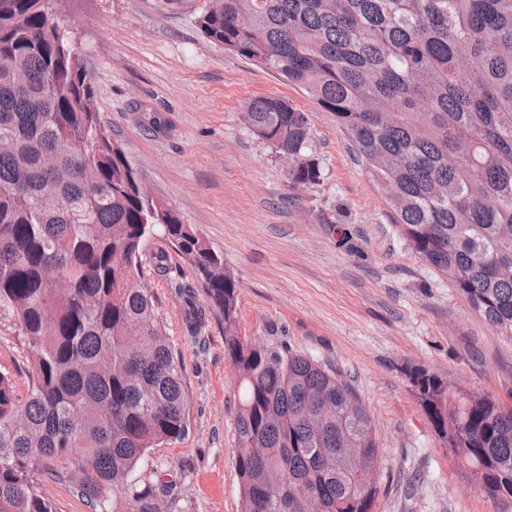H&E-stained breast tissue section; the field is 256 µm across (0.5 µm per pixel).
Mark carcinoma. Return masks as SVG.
<instances>
[{
    "instance_id": "cac0c4a2",
    "label": "carcinoma",
    "mask_w": 512,
    "mask_h": 512,
    "mask_svg": "<svg viewBox=\"0 0 512 512\" xmlns=\"http://www.w3.org/2000/svg\"><path fill=\"white\" fill-rule=\"evenodd\" d=\"M54 0H0V325L29 353L28 396L0 371V512H53L36 463L82 449L93 512H159L130 475L183 439V365L142 284L145 241L168 240L196 272L175 284L186 329L224 321L237 374L241 512H373L381 465L355 388L286 344L238 332V288L178 213L141 195L112 140ZM205 38L276 72L333 113L389 222L468 306L512 339V0H209ZM251 133L288 158V183L323 178L306 113L245 104ZM411 391L461 475L512 500V408L421 366ZM336 412L318 417L320 404ZM272 470L288 475L273 491ZM112 490L115 499L105 495Z\"/></svg>"
}]
</instances>
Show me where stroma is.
I'll list each match as a JSON object with an SVG mask.
<instances>
[{"mask_svg": "<svg viewBox=\"0 0 512 512\" xmlns=\"http://www.w3.org/2000/svg\"><path fill=\"white\" fill-rule=\"evenodd\" d=\"M207 3L56 0L112 139L155 199L223 255L239 283L241 336L287 342L356 386L382 450L374 512H512L462 478L404 374L422 365L512 407V341L406 249L332 113L204 37ZM264 96L308 115L322 183L289 188L286 162L250 133L244 105ZM145 249L169 255L168 275L147 262L142 281L183 364L190 428L150 449L133 477L155 485L161 512H240L238 395L224 327L213 317L190 338L173 285L195 283L193 267L163 239ZM1 370L26 398L28 355L4 331ZM57 468L43 486L55 512H91L81 473L65 461Z\"/></svg>", "mask_w": 512, "mask_h": 512, "instance_id": "35a3bbf8", "label": "stroma"}]
</instances>
